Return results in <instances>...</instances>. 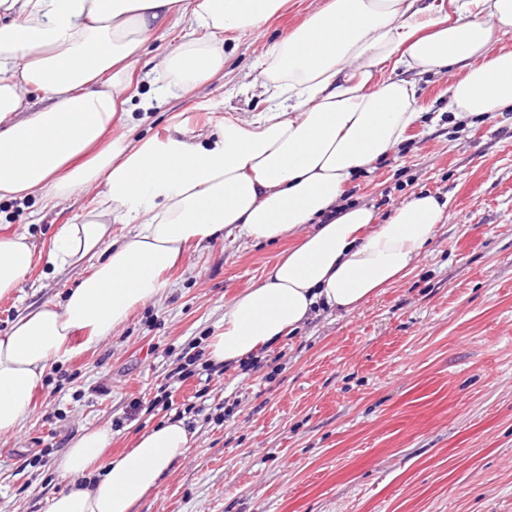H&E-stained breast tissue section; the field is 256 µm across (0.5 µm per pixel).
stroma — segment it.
I'll return each mask as SVG.
<instances>
[{
  "label": "stroma",
  "mask_w": 512,
  "mask_h": 512,
  "mask_svg": "<svg viewBox=\"0 0 512 512\" xmlns=\"http://www.w3.org/2000/svg\"><path fill=\"white\" fill-rule=\"evenodd\" d=\"M326 3L288 0L221 73L175 95L147 75L178 41L157 30L127 92L140 134L164 135L175 117L194 133L264 110L254 79L267 46ZM449 79L419 82L408 140L344 195L380 222L414 194L448 198L409 276L351 313L315 311L250 370L224 368L204 387L176 374L179 357L286 244L227 237L187 250L162 299L53 369L21 430L0 438V512H46L67 487L56 461L83 428L111 426L109 459L165 423L164 385L186 408L191 447L136 512H512V110L453 121ZM95 198L0 202V235L28 229L40 256L19 296L0 299V334L78 283L81 271L47 274L43 257L57 225Z\"/></svg>",
  "instance_id": "stroma-1"
}]
</instances>
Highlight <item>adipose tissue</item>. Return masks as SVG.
Instances as JSON below:
<instances>
[{"mask_svg":"<svg viewBox=\"0 0 512 512\" xmlns=\"http://www.w3.org/2000/svg\"><path fill=\"white\" fill-rule=\"evenodd\" d=\"M285 0H0V201L44 205L100 186L79 223L59 225L51 272L83 277L61 300L0 335V436L18 430L50 371L158 301L165 273L220 234L294 238L257 285L224 307L211 361L241 362L295 331L316 308L352 312L413 268L448 203L420 193L383 224L343 202L354 172L402 144L418 118V78L448 69L455 120L512 109V0H329L267 51L268 105L227 118L204 141L178 123L138 137L125 95L140 51L161 28L190 33L154 72L174 93L223 70L225 33L252 37ZM394 77L376 80L380 66ZM47 93L33 107L29 89ZM121 233H113V225ZM27 230L0 235V298L35 263ZM112 443L89 427L57 461L66 490L47 512H133L190 448L184 420Z\"/></svg>","mask_w":512,"mask_h":512,"instance_id":"1","label":"adipose tissue"}]
</instances>
